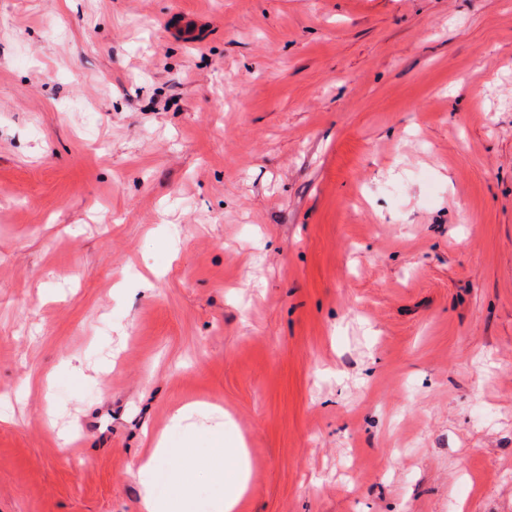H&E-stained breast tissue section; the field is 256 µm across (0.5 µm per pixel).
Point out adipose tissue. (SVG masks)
I'll return each instance as SVG.
<instances>
[{
	"mask_svg": "<svg viewBox=\"0 0 512 512\" xmlns=\"http://www.w3.org/2000/svg\"><path fill=\"white\" fill-rule=\"evenodd\" d=\"M213 446L209 455L185 457L187 470H205L212 478L226 486L227 492L217 503V512H235L240 500L249 489L248 462L245 449L237 448L226 452L223 434L212 436Z\"/></svg>",
	"mask_w": 512,
	"mask_h": 512,
	"instance_id": "adipose-tissue-1",
	"label": "adipose tissue"
}]
</instances>
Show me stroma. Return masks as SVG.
I'll return each instance as SVG.
<instances>
[{
    "instance_id": "stroma-1",
    "label": "stroma",
    "mask_w": 512,
    "mask_h": 512,
    "mask_svg": "<svg viewBox=\"0 0 512 512\" xmlns=\"http://www.w3.org/2000/svg\"><path fill=\"white\" fill-rule=\"evenodd\" d=\"M216 426L237 512H512V0H0V512Z\"/></svg>"
}]
</instances>
